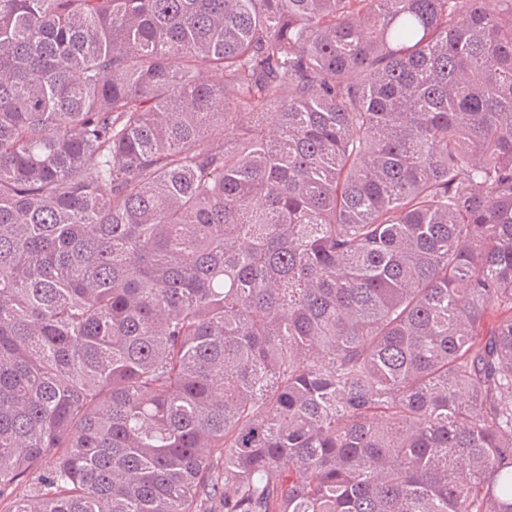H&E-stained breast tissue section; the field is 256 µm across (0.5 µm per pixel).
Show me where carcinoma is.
<instances>
[{
    "label": "carcinoma",
    "instance_id": "cac0c4a2",
    "mask_svg": "<svg viewBox=\"0 0 512 512\" xmlns=\"http://www.w3.org/2000/svg\"><path fill=\"white\" fill-rule=\"evenodd\" d=\"M3 501L512 512V0H0Z\"/></svg>",
    "mask_w": 512,
    "mask_h": 512
}]
</instances>
